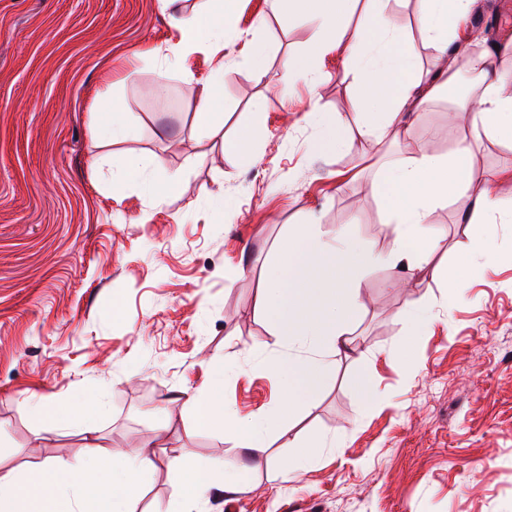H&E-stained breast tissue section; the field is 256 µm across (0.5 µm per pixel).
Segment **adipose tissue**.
Returning <instances> with one entry per match:
<instances>
[{
	"mask_svg": "<svg viewBox=\"0 0 512 512\" xmlns=\"http://www.w3.org/2000/svg\"><path fill=\"white\" fill-rule=\"evenodd\" d=\"M316 33L306 54L289 60L281 81L312 82L318 77L316 61L335 49L342 37L352 43L350 61L362 79L363 107L355 119L359 134L376 144L392 141L412 112L442 86L453 84L458 62L478 72L480 91L464 104L471 115L455 150L430 153L426 144L408 145L406 158L387 163L370 185L379 196L393 226L392 244L381 255L344 231L327 236L316 216L289 229L276 249L266 282L263 311L273 323L280 345L306 346L303 356L276 359L284 375L280 405L285 411L310 408L329 379L337 354L351 350L350 322L360 308L363 278L368 268L385 261L424 271L433 268L438 240L428 224L431 214L455 197L467 198V223L475 225L477 239L488 238L491 218L503 208L495 176L477 173L469 163L471 139L477 135L512 141V62L490 67L484 36L466 28L475 0H422L417 17L421 37L437 50L430 84L415 77L416 54L406 31L390 13L391 0H363L353 30L345 21L352 0H308ZM236 0H206L205 8L180 18L177 42L166 60L179 61L198 49L224 45V18ZM223 68H216L198 90L197 119L211 136L224 130ZM321 133L311 142V154L336 152L347 146L346 126L323 112L310 113ZM103 404L94 398L79 404H55L42 414V433L67 426L82 435L88 453L78 462L47 461L28 479L13 470H0V512H140L144 472L154 464L152 443L129 454L102 450L97 420ZM195 421L204 429L231 433L243 450L259 447L276 427L264 412L239 417L209 401L194 407ZM170 468L185 476L187 494L182 512H201L211 490L243 493L249 490L246 469L236 462L215 464L183 456L170 458Z\"/></svg>",
	"mask_w": 512,
	"mask_h": 512,
	"instance_id": "1",
	"label": "adipose tissue"
}]
</instances>
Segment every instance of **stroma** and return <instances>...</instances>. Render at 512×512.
Returning a JSON list of instances; mask_svg holds the SVG:
<instances>
[{
    "instance_id": "obj_1",
    "label": "stroma",
    "mask_w": 512,
    "mask_h": 512,
    "mask_svg": "<svg viewBox=\"0 0 512 512\" xmlns=\"http://www.w3.org/2000/svg\"><path fill=\"white\" fill-rule=\"evenodd\" d=\"M421 0H391L415 44L420 78L435 48L416 27ZM501 58H512V0H482L471 17ZM315 34L305 10L283 19L273 0H238L224 21V51L203 50L156 84L179 31L158 0H0V467L28 474L46 460L86 455L63 430L39 441L44 404L100 393L106 450L136 449L168 423L165 446L143 477L140 506L176 505L181 478L169 457L234 460L231 435L197 430L186 400L203 401L223 371V402L238 416H280V372L263 365L273 327L259 308L265 270L289 225L317 214L379 252L391 247L383 201L369 185L411 141L445 155L467 124L460 106L479 86L468 70L413 113L393 143L354 136L338 153L309 152L320 131L310 112L353 123L361 87L348 41L321 57L314 83H276ZM266 47L265 77L247 60ZM223 67L224 138L196 120L197 83ZM125 103L134 139L100 136L99 95ZM250 135L259 152L242 165L223 148ZM155 158L153 181L181 172L190 190L151 197L137 182L113 187L96 156ZM475 171L512 195V143L471 142ZM462 202L436 209L437 260L461 282L448 300L426 272L381 264L364 276L352 351L314 405L254 450L253 490L214 489L205 512H512V214L493 219L485 261ZM424 299L435 319L418 331L401 313ZM366 380L371 403L352 383ZM322 433L336 452L295 479L282 467L297 443Z\"/></svg>"
}]
</instances>
